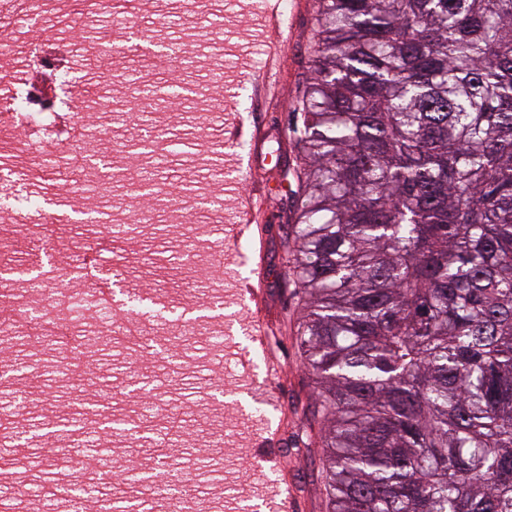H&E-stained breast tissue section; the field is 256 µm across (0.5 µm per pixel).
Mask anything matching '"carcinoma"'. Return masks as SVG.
I'll use <instances>...</instances> for the list:
<instances>
[{"mask_svg":"<svg viewBox=\"0 0 512 512\" xmlns=\"http://www.w3.org/2000/svg\"><path fill=\"white\" fill-rule=\"evenodd\" d=\"M293 273L329 512H512V0H318Z\"/></svg>","mask_w":512,"mask_h":512,"instance_id":"cac0c4a2","label":"carcinoma"}]
</instances>
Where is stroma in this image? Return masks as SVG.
<instances>
[{"instance_id": "obj_1", "label": "stroma", "mask_w": 512, "mask_h": 512, "mask_svg": "<svg viewBox=\"0 0 512 512\" xmlns=\"http://www.w3.org/2000/svg\"><path fill=\"white\" fill-rule=\"evenodd\" d=\"M317 0H288V43L262 95L259 140L250 133L226 138L224 112L244 117L250 112L252 88L248 74L259 67L262 48L261 10L241 9L227 0H203L200 12L181 0H155L139 12L136 28L124 27L120 17L101 14L79 20L47 14L38 27L0 15V33L20 49L58 47L79 84L77 103L97 98L118 101L121 114L110 123L111 138L135 143L141 102L130 95L127 80L158 90L167 85L187 89L186 97L155 112L156 130L171 144L155 170V182L168 191L191 198L183 222L169 218L162 196L142 191L152 204L154 223L133 225L117 234L113 225L96 222L95 214L120 207L133 208L136 198L121 191L88 197L89 215L73 214L56 223L50 237L30 235L13 224V213L28 205L29 215L55 212L68 194V181L45 178L25 168L0 175V270L11 273L18 291L30 300L37 294L29 277L48 263L46 287L68 294L75 314H86L90 343L82 372L62 377L60 365L70 353L58 345L15 341L6 351L8 387H0V410L14 411L11 433L0 437V448L29 440L44 466L26 473L16 465L0 466V496L23 495L25 503L39 500L41 484L57 483L56 512H68L71 484L87 485L78 502L84 512L98 505L104 483L133 499V512H162L155 492L163 481L192 488L197 499L214 512H239V503L270 512L262 495L282 476L294 489L296 512H328L323 486L320 423L311 421L315 382L305 368L300 347L304 301L289 263L286 232L295 222V176L301 165L295 138L289 131L308 75L311 49L317 40L314 17ZM107 27L115 43L124 45L119 57L90 54L87 41L95 28ZM179 43L190 64L159 66L149 50ZM111 68L119 77L109 86L95 73ZM252 157L253 180L236 179L238 156ZM266 184V257L268 285L265 304L272 356L278 364L273 381L287 408L282 435L287 448L279 471H271L261 455L246 451L255 437L262 407L245 393L262 381L266 363L257 360L244 374L239 358L247 346L244 333L226 335L224 320L245 316L237 297L240 278L247 276L245 257L229 266L217 253L239 198L253 184ZM93 238L106 239L99 265L117 274L126 309L139 313L148 328L136 345L114 342L110 320L97 313L87 282L79 275L80 252ZM182 317L193 325L178 345L164 336L166 321ZM175 433L176 445L162 446L164 434ZM115 459L130 455L135 465L106 474L98 461L102 453Z\"/></svg>"}]
</instances>
